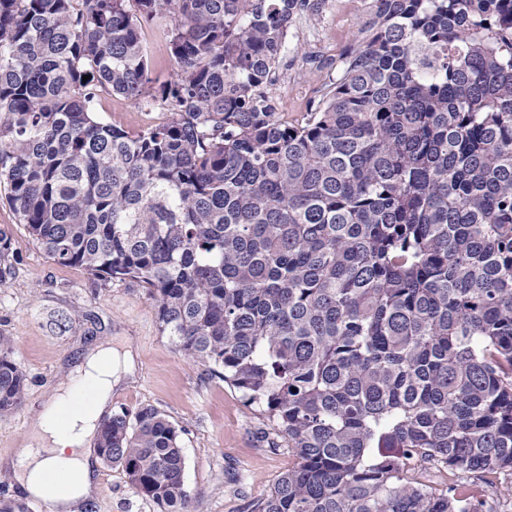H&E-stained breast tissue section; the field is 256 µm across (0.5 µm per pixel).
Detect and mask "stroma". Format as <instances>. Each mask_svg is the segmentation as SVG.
I'll list each match as a JSON object with an SVG mask.
<instances>
[{
    "mask_svg": "<svg viewBox=\"0 0 512 512\" xmlns=\"http://www.w3.org/2000/svg\"><path fill=\"white\" fill-rule=\"evenodd\" d=\"M362 10L351 0H326L321 14L297 19L268 92L289 122L302 119L327 80L331 60L355 40ZM170 18L141 31L151 75L174 71L168 47ZM99 117L125 129L154 125L157 109L145 101L103 98ZM0 227L9 228L17 256L0 287V336L28 378L22 405L0 414V461L29 440V424L55 390L71 382L88 349L111 343L130 350L134 368L112 391L109 412L152 406L182 428L185 487L191 512H254L294 463L288 439L258 407L181 354L159 327L154 301L141 283L97 284L84 270L55 263L30 240L0 191ZM98 491L81 512H157L137 495L121 468L94 464Z\"/></svg>",
    "mask_w": 512,
    "mask_h": 512,
    "instance_id": "stroma-1",
    "label": "stroma"
}]
</instances>
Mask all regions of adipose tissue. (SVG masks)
I'll use <instances>...</instances> for the list:
<instances>
[{
    "mask_svg": "<svg viewBox=\"0 0 512 512\" xmlns=\"http://www.w3.org/2000/svg\"><path fill=\"white\" fill-rule=\"evenodd\" d=\"M131 353L101 345L89 352L72 383L62 386L31 427L32 446L10 463L20 491L44 497L51 512H76L96 492L89 444L112 395L131 373Z\"/></svg>",
    "mask_w": 512,
    "mask_h": 512,
    "instance_id": "adipose-tissue-1",
    "label": "adipose tissue"
}]
</instances>
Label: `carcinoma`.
<instances>
[{"instance_id":"carcinoma-1","label":"carcinoma","mask_w":512,"mask_h":512,"mask_svg":"<svg viewBox=\"0 0 512 512\" xmlns=\"http://www.w3.org/2000/svg\"><path fill=\"white\" fill-rule=\"evenodd\" d=\"M324 2L0 0V186L39 249L144 284L162 333L288 438L257 512H495L453 485L512 476V0H368L288 123L268 84ZM162 16L154 87L140 29ZM112 95L170 119L106 123ZM14 259L0 228V286ZM26 389L0 336V413ZM181 434L123 409L96 447L189 512Z\"/></svg>"}]
</instances>
